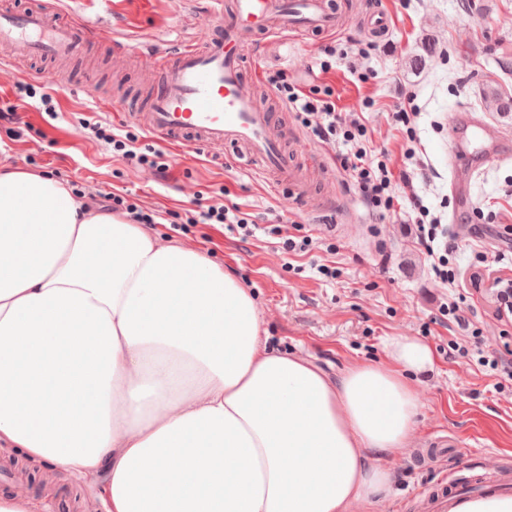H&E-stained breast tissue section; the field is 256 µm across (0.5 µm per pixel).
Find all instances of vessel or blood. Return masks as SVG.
Wrapping results in <instances>:
<instances>
[{
	"label": "vessel or blood",
	"instance_id": "1",
	"mask_svg": "<svg viewBox=\"0 0 512 512\" xmlns=\"http://www.w3.org/2000/svg\"><path fill=\"white\" fill-rule=\"evenodd\" d=\"M203 41L176 50L156 47L145 56L157 80L143 109L127 111L121 94L109 101L117 120H131L164 144L183 150L232 146L237 158L249 161L272 187L292 188L297 199L309 196L308 171L289 161L270 112L261 105L264 84L260 73L245 74V50L256 35L288 36L304 32L331 33L344 25L332 0H211ZM368 34L384 38L389 20L373 7L363 18ZM97 24L79 11L55 19L46 7L16 10L0 5V41H24L29 55L67 60L94 38ZM448 146L450 189L455 207L471 214L470 183L475 174L463 157L464 144H475L486 158L512 150V138L498 127L481 122L474 112L460 110L450 122ZM459 488L440 485L415 491L421 512H448L449 498Z\"/></svg>",
	"mask_w": 512,
	"mask_h": 512
}]
</instances>
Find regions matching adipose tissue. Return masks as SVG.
Returning a JSON list of instances; mask_svg holds the SVG:
<instances>
[{"label": "adipose tissue", "instance_id": "adipose-tissue-1", "mask_svg": "<svg viewBox=\"0 0 512 512\" xmlns=\"http://www.w3.org/2000/svg\"><path fill=\"white\" fill-rule=\"evenodd\" d=\"M252 292L204 253L0 173V443L100 482L106 512H350L412 438V336L329 380L268 348Z\"/></svg>", "mask_w": 512, "mask_h": 512}]
</instances>
